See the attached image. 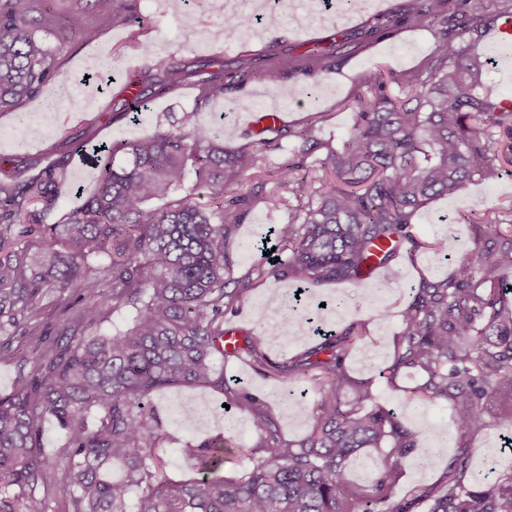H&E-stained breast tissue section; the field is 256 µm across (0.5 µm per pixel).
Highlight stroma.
I'll return each instance as SVG.
<instances>
[{"label": "stroma", "instance_id": "obj_1", "mask_svg": "<svg viewBox=\"0 0 512 512\" xmlns=\"http://www.w3.org/2000/svg\"><path fill=\"white\" fill-rule=\"evenodd\" d=\"M409 0H378L375 8L340 15L330 11L322 18L301 26L297 15L306 13L308 0H229L238 12L252 14L254 6L277 10L279 22L256 25L257 32L248 38L229 43L226 64L250 58L267 59L269 53L288 56V77L273 85L276 93L286 94L282 109L287 125L298 129L314 123L318 138L337 141L350 128L352 109L360 94L374 84L376 74H393L385 91L395 96L399 87L396 77L423 70L438 38L434 27H419L408 20ZM192 13L193 25L207 29L209 41L187 50L182 46L183 16ZM389 22L388 33L369 36L371 27ZM220 17L210 7V0H138L134 23L103 28L95 41L58 40L46 36L45 42L56 50L60 69L68 83L69 93L51 110L41 100H27L20 110L0 112V179H9L24 166L42 167L60 154H68L66 142L87 128H95L98 139L108 142L138 138L153 132L158 117L176 119L194 102L193 84L178 93L148 100L138 122L113 119L112 108L123 103L122 86L128 75L148 80L152 76L145 47L163 46L177 59L212 55L218 43ZM495 29H488L475 46L477 53L489 59L484 75L486 87L497 96L512 97V56L502 58L497 52ZM265 84L256 80L246 88L228 92L223 100L211 104L207 118L223 120L233 126L242 112L258 111ZM28 113L29 125H20L18 112ZM69 156L67 180L60 200V212L77 203V189L91 190L96 172L83 164L77 155ZM267 193L277 194L282 203L271 206L257 199L248 220L238 232L239 247L234 257V276L251 274L255 265L266 263L265 234L268 228L283 227L288 222L289 207L308 201V194L295 195L270 180ZM463 210L488 213L506 218L512 213V174L468 183L455 197L436 200L414 218L413 233L421 239L450 237L462 252L474 249L473 234L468 225L457 223ZM451 261L421 252L410 257L400 255L381 276L361 283H317L309 285L298 310L315 324L339 329L351 323L362 325L365 334L351 351L346 368L349 374L367 382L371 402L393 409L408 425L424 429L421 447L429 449L432 463L420 464L419 453H411L389 490L387 507L413 503L412 512H429L430 496L448 481V468L461 449H468L471 471L476 482L496 481L512 484V399L498 395L483 416L480 428L462 435L453 419L449 402L440 401L416 406L411 392L422 384L416 370L401 373L396 383H389L383 373L390 363L402 329L403 310L411 290L421 278H440L451 272ZM279 284L253 276L252 286L237 310L224 316L226 325L245 332H269L280 321ZM34 343L28 337H15L0 344V397L11 394L22 366L32 356ZM224 377L229 383L260 397L288 439L303 436L309 430L311 413L318 400V384L312 378L287 382L257 373L249 364L237 359L224 361ZM153 402L162 418L167 438L162 444L169 476L190 479L193 469L179 450L184 441H201L216 435L225 418H232L234 430L230 449L224 455L223 475H232L250 464L249 448L259 441L251 413L233 408L224 413V397L212 390L174 387L156 394Z\"/></svg>", "mask_w": 512, "mask_h": 512}]
</instances>
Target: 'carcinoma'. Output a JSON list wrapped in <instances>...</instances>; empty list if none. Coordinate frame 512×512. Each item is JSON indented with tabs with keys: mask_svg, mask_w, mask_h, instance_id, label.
Returning a JSON list of instances; mask_svg holds the SVG:
<instances>
[{
	"mask_svg": "<svg viewBox=\"0 0 512 512\" xmlns=\"http://www.w3.org/2000/svg\"><path fill=\"white\" fill-rule=\"evenodd\" d=\"M128 2L94 0L92 19L82 7L34 17L33 0H0V109L36 96L49 106L64 92L55 52L38 32L91 42L106 24L131 22ZM219 4L223 38L239 37L251 19ZM409 18L441 27L429 66L402 80L396 97L359 99L338 147L308 124L274 128L224 152L223 131L204 119L209 103L255 79L279 83L288 78V61L228 71L215 58L191 63L158 55L148 96L176 93L194 67L204 77L193 106L176 126L160 121L145 137L101 145L95 187L66 217L43 223L57 206L65 157L0 180V338L44 342L46 298L66 314L58 339L32 357L33 369L14 393L0 397V512H49L48 490L58 481L69 490L67 512H375L388 500L424 431L382 406L359 411L369 391L345 361L362 332L353 325L328 331L315 346L275 362L261 332L244 334L228 355L224 315L251 285L250 275L233 276L235 237L264 192L267 153L282 142L293 147L279 184L301 192L306 180L298 173L312 168L324 171L325 181L278 235L286 257L258 269L276 282H358L369 260L386 267L402 248L446 259L454 242L417 238L416 214L512 165V145L501 155L491 146L497 132L512 136V109L484 87L485 61L472 51L495 17L477 0H410ZM229 173L245 177L252 191H231ZM200 189L211 199L208 208L194 201ZM458 220L472 226L479 248L460 256L445 278L423 277L413 288L386 373L392 380L410 368L423 374L419 403L450 402L465 435L493 396L505 388L512 395V311L505 309L512 288L501 280L512 270V225L474 211ZM106 308L127 310L131 326L100 333ZM232 356L250 359L265 375L318 377L309 433L284 439L260 399L227 383L213 360ZM182 385L217 389L228 404L249 408L260 443L247 469L215 475L227 450L221 432L180 449L197 477L167 474L151 397ZM48 416L65 438L60 473L38 452ZM367 448L388 452L357 488L350 473ZM469 463L467 455L456 458L430 512H512V485L468 484Z\"/></svg>",
	"mask_w": 512,
	"mask_h": 512,
	"instance_id": "obj_1",
	"label": "carcinoma"
}]
</instances>
